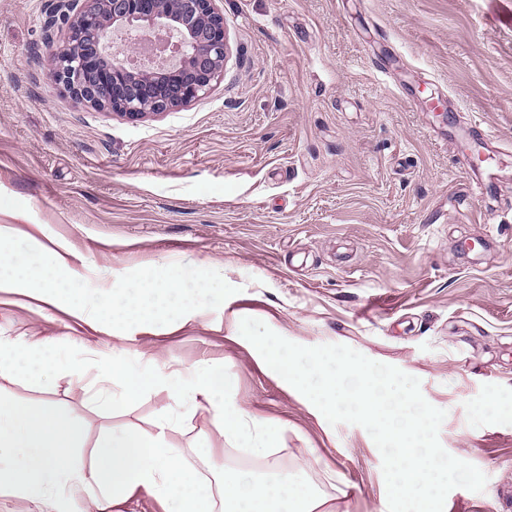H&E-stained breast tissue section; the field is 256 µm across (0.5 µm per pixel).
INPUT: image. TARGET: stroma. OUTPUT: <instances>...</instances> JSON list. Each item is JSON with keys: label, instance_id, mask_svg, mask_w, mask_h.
Returning a JSON list of instances; mask_svg holds the SVG:
<instances>
[{"label": "stroma", "instance_id": "1", "mask_svg": "<svg viewBox=\"0 0 512 512\" xmlns=\"http://www.w3.org/2000/svg\"><path fill=\"white\" fill-rule=\"evenodd\" d=\"M58 3L0 0V225L100 290L179 262L238 292L130 337L0 297V336L57 340L39 379L0 385L81 420L86 466L105 429L152 430L167 402L87 405L99 351L220 363L236 402L284 424L281 461L335 512H389L370 434L330 426L257 363L229 321L255 318L418 378L447 413L441 446L488 478L451 490L444 512H512V411L481 407L512 397V0H219L223 82L139 119L48 80ZM169 439L201 472L237 464L204 408Z\"/></svg>", "mask_w": 512, "mask_h": 512}]
</instances>
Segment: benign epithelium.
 <instances>
[{"instance_id":"benign-epithelium-1","label":"benign epithelium","mask_w":512,"mask_h":512,"mask_svg":"<svg viewBox=\"0 0 512 512\" xmlns=\"http://www.w3.org/2000/svg\"><path fill=\"white\" fill-rule=\"evenodd\" d=\"M218 0H66L67 35L51 45L48 77L79 103L139 118L202 100L224 81L228 46ZM165 33L157 65L128 62L142 55L139 34ZM86 40L73 53L74 39Z\"/></svg>"}]
</instances>
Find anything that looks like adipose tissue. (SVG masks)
Here are the masks:
<instances>
[{"label": "adipose tissue", "mask_w": 512, "mask_h": 512, "mask_svg": "<svg viewBox=\"0 0 512 512\" xmlns=\"http://www.w3.org/2000/svg\"><path fill=\"white\" fill-rule=\"evenodd\" d=\"M52 351L48 337L0 336V378H39ZM98 362L97 398H109L114 386L126 403L146 392L166 393L169 403L155 421L154 432L108 429L97 439L85 467L72 455L84 438L78 422L52 403L24 402L0 389V487L9 488L17 499L41 503L44 512H74L79 501L86 502L90 512H111L140 490L172 505V512H317L321 506L313 484L273 461L281 427L228 398L231 383L223 366L172 371L155 362L140 369L125 364L112 350L100 353ZM188 404L213 411L222 423V436L269 459L267 471L200 476L166 440L180 408Z\"/></svg>", "instance_id": "adipose-tissue-1"}]
</instances>
